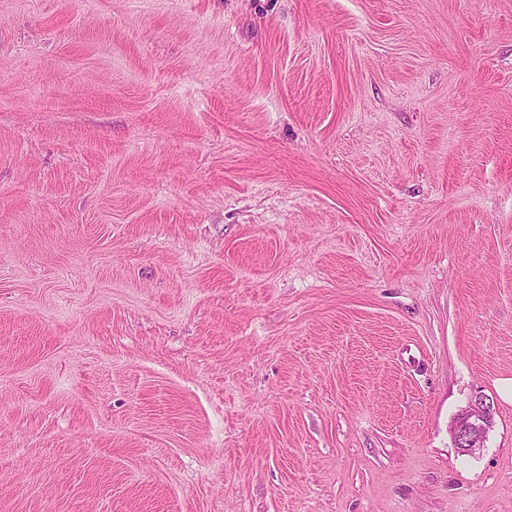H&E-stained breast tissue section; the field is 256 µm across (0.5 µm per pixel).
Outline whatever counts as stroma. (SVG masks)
I'll use <instances>...</instances> for the list:
<instances>
[{
    "label": "stroma",
    "instance_id": "35a3bbf8",
    "mask_svg": "<svg viewBox=\"0 0 512 512\" xmlns=\"http://www.w3.org/2000/svg\"><path fill=\"white\" fill-rule=\"evenodd\" d=\"M505 378L512 0H0V512H512ZM492 425L490 407L475 400L456 414L450 424V433L456 448L466 455H475L484 448Z\"/></svg>",
    "mask_w": 512,
    "mask_h": 512
}]
</instances>
